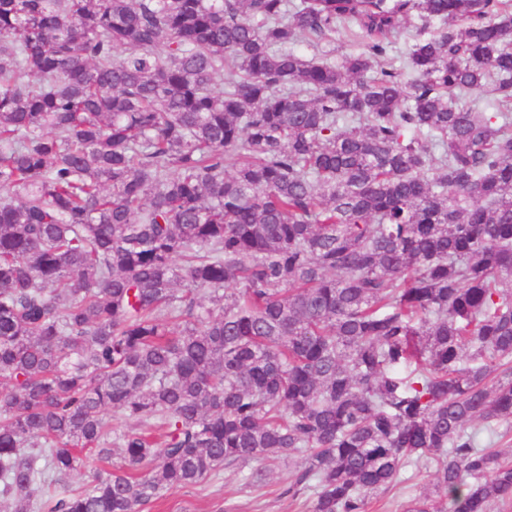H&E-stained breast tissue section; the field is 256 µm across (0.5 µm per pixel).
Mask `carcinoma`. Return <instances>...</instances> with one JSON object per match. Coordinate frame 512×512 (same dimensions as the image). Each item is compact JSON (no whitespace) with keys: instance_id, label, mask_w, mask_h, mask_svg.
Returning <instances> with one entry per match:
<instances>
[{"instance_id":"obj_1","label":"carcinoma","mask_w":512,"mask_h":512,"mask_svg":"<svg viewBox=\"0 0 512 512\" xmlns=\"http://www.w3.org/2000/svg\"><path fill=\"white\" fill-rule=\"evenodd\" d=\"M411 16L440 27L399 63ZM503 423L511 6L0 0L9 512H149L294 458L312 512L420 464L404 512H494Z\"/></svg>"}]
</instances>
